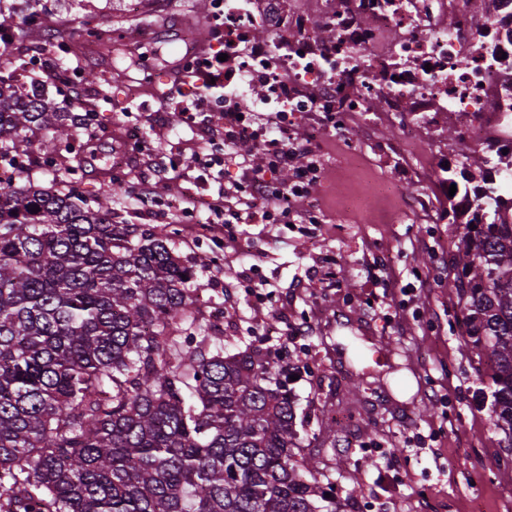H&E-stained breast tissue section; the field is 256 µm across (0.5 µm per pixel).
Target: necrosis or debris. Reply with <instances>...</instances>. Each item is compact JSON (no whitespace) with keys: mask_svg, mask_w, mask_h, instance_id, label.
Segmentation results:
<instances>
[{"mask_svg":"<svg viewBox=\"0 0 512 512\" xmlns=\"http://www.w3.org/2000/svg\"><path fill=\"white\" fill-rule=\"evenodd\" d=\"M205 25L204 42L177 16L171 36L119 38L154 45L179 70L169 82L154 71L138 111L223 113L219 156L238 172L235 197L248 196L253 176L240 143L275 161L304 124H365L377 93L404 131L454 123L484 153L477 176L442 179L463 223L482 221L474 196L512 174V0H210ZM210 83L223 97H200Z\"/></svg>","mask_w":512,"mask_h":512,"instance_id":"1","label":"necrosis or debris"}]
</instances>
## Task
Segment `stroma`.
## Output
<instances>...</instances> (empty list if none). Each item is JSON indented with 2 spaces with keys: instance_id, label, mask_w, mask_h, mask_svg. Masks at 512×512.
<instances>
[{
  "instance_id": "1",
  "label": "stroma",
  "mask_w": 512,
  "mask_h": 512,
  "mask_svg": "<svg viewBox=\"0 0 512 512\" xmlns=\"http://www.w3.org/2000/svg\"><path fill=\"white\" fill-rule=\"evenodd\" d=\"M29 9L68 38L92 20L117 32L159 20L148 10L135 17L119 13L116 0H25L16 9L15 31L26 30ZM370 119L366 138L321 130L323 177L294 201L293 225L236 224L227 230L203 209L193 222L176 224L173 246L195 266L203 313L235 293L221 338L226 352L254 343L279 351L282 362L303 360L291 383L298 414L346 410L348 387L362 379L368 420L352 419L332 439L320 434L313 419L299 430L303 454L319 461L344 512H474L478 506L512 512V483L496 476L499 436L475 400V371L458 336L462 314L451 258L462 227L449 221L438 169L416 162L427 155L465 157L477 168L483 154L467 149L462 130L451 124L435 135L418 129L409 154L393 158L387 147L398 139V124L383 112ZM127 120L139 123L152 149L132 169L102 178L110 146L122 138ZM91 134L99 151L90 163L84 146ZM174 145L182 148L180 175L158 186L156 198L184 205L187 179L197 174L196 138L170 116L98 108L94 130H79L54 165L33 151L25 175L57 177L90 201L103 185H112L116 222L139 224L144 210L131 191ZM401 177L406 195L432 198V206L415 210L406 196L373 195L378 181ZM364 198L368 211H346L347 201ZM372 277L378 284L369 303L363 288ZM302 323L312 324L313 333L282 338L287 325Z\"/></svg>"
}]
</instances>
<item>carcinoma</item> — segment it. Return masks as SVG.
<instances>
[{
  "label": "carcinoma",
  "mask_w": 512,
  "mask_h": 512,
  "mask_svg": "<svg viewBox=\"0 0 512 512\" xmlns=\"http://www.w3.org/2000/svg\"><path fill=\"white\" fill-rule=\"evenodd\" d=\"M94 117L0 76V163ZM170 242L110 190L0 181V512H338L271 351L193 345L212 332ZM453 269L512 483V224L464 225Z\"/></svg>",
  "instance_id": "1"
}]
</instances>
